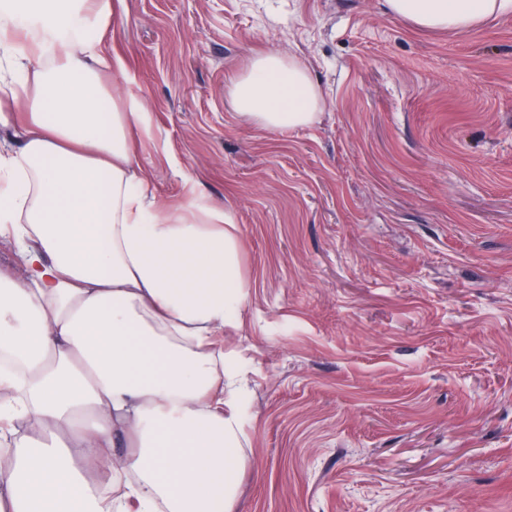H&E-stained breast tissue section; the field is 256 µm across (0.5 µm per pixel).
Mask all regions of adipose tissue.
Here are the masks:
<instances>
[{"instance_id":"adipose-tissue-1","label":"adipose tissue","mask_w":512,"mask_h":512,"mask_svg":"<svg viewBox=\"0 0 512 512\" xmlns=\"http://www.w3.org/2000/svg\"><path fill=\"white\" fill-rule=\"evenodd\" d=\"M422 30L464 32L512 0H384ZM112 0H0V512H236L241 433L224 329L247 281L220 206L155 209L134 161L143 119L103 87ZM230 105L264 129L313 125L323 92L295 58L255 55ZM134 474L106 497L87 471Z\"/></svg>"}]
</instances>
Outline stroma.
I'll use <instances>...</instances> for the list:
<instances>
[{"label":"stroma","instance_id":"1","mask_svg":"<svg viewBox=\"0 0 512 512\" xmlns=\"http://www.w3.org/2000/svg\"><path fill=\"white\" fill-rule=\"evenodd\" d=\"M105 45L156 205L236 223L238 512H512V11L457 34L383 0H118ZM265 52L320 85L316 123L229 106Z\"/></svg>","mask_w":512,"mask_h":512}]
</instances>
